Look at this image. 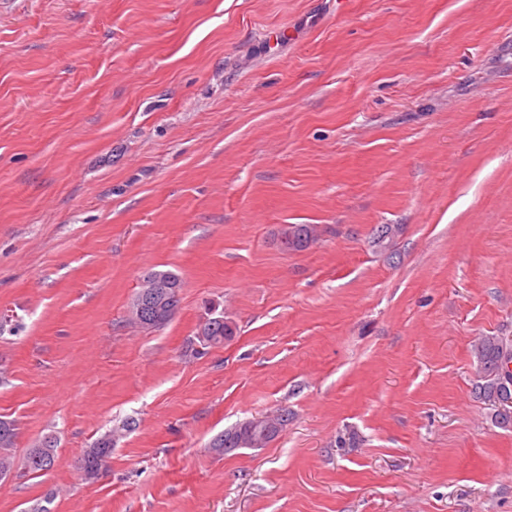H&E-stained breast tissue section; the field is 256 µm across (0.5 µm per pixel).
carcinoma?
Returning a JSON list of instances; mask_svg holds the SVG:
<instances>
[{
  "instance_id": "carcinoma-1",
  "label": "carcinoma",
  "mask_w": 512,
  "mask_h": 512,
  "mask_svg": "<svg viewBox=\"0 0 512 512\" xmlns=\"http://www.w3.org/2000/svg\"><path fill=\"white\" fill-rule=\"evenodd\" d=\"M289 250L301 251L312 241L313 228L308 224H290L286 227ZM159 276L171 279L174 288L170 289L173 302L163 307L154 303L149 310L156 322L152 327L159 328L172 320L179 306L175 298V289L183 288L180 276L170 270H150L143 275V280ZM228 325L220 321H209L204 327V336L200 342L208 346L224 343ZM472 354L477 367V379L473 385L475 397L491 407L489 415L491 424L497 428H512V405L504 404V400L512 398V347L499 336H482L473 345ZM121 436V430L115 429L96 438L89 448L85 449L76 462V469L82 479L93 483L102 477L112 457V448ZM260 436V429L253 427L249 421L238 426V431L227 430L215 438L211 448L222 453L234 448H246L248 442ZM16 432L14 425L0 419V478H4L11 470V451L14 448ZM58 463L57 441L52 436L44 437L39 444L28 450L24 459V468L30 474H42L50 471Z\"/></svg>"
}]
</instances>
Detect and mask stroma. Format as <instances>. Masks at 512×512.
Masks as SVG:
<instances>
[{"label": "stroma", "instance_id": "1", "mask_svg": "<svg viewBox=\"0 0 512 512\" xmlns=\"http://www.w3.org/2000/svg\"><path fill=\"white\" fill-rule=\"evenodd\" d=\"M290 224L315 242L283 251ZM151 269L184 286L143 330ZM212 305L235 334L209 348ZM489 334L512 0H0V419L19 460L59 438L0 512H512V429L472 390ZM281 407L266 447L211 450ZM132 425L133 422L126 423L122 428L110 430L96 438L89 448H85L75 464L83 480L93 483L106 473L112 457V448L121 436V430H128ZM57 441L52 436H45L39 444L29 448L24 468L30 474H42L50 471L58 463Z\"/></svg>", "mask_w": 512, "mask_h": 512}]
</instances>
